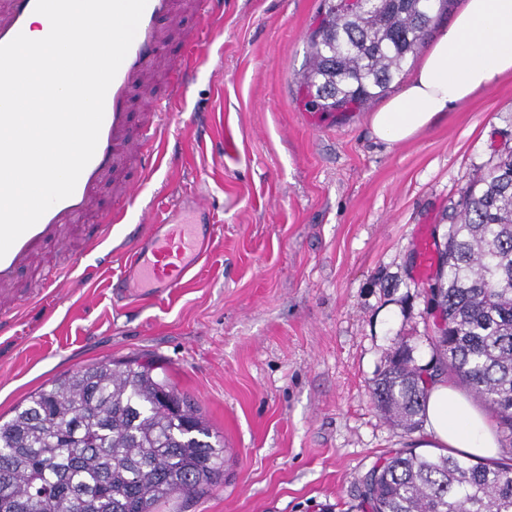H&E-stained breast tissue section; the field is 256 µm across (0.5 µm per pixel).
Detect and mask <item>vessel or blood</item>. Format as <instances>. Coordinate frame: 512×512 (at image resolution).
<instances>
[{
  "mask_svg": "<svg viewBox=\"0 0 512 512\" xmlns=\"http://www.w3.org/2000/svg\"><path fill=\"white\" fill-rule=\"evenodd\" d=\"M36 0H0V45L18 34L29 33L36 16ZM193 5L208 26L197 31L196 40H215L224 20V0H147L135 38L105 98L104 119L95 154L82 171L74 193L54 204L41 219L0 258V334L13 330L26 306L13 293L18 271L35 266L48 245L68 247L79 224L93 219L95 230L86 240L85 249L98 253L97 265L74 262L49 270L44 290L52 292L67 279L93 282L99 267L119 258L123 266L120 282L127 288L146 289L148 296L184 287L196 276L198 267L209 259L216 245V227L187 218L185 208L171 209L161 219L144 216L146 231L113 237L117 224L123 223L127 207L142 192V180L162 162L161 139L170 111L157 104L141 128L131 125L130 100L133 91L151 92L157 64L163 58L171 31L179 29L186 5ZM203 57L190 53L170 62L167 70L170 95L183 94L189 87L196 67ZM137 163L140 180L128 181L124 171ZM113 180L119 197L117 207L93 212L106 180Z\"/></svg>",
  "mask_w": 512,
  "mask_h": 512,
  "instance_id": "1",
  "label": "vessel or blood"
}]
</instances>
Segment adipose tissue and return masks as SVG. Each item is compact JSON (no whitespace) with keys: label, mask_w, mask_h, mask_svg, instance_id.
Instances as JSON below:
<instances>
[{"label":"adipose tissue","mask_w":512,"mask_h":512,"mask_svg":"<svg viewBox=\"0 0 512 512\" xmlns=\"http://www.w3.org/2000/svg\"><path fill=\"white\" fill-rule=\"evenodd\" d=\"M506 74H512V0H465L401 91L370 113V127L388 145L401 144ZM426 424L431 447L482 457L499 453L495 424L448 379L429 387Z\"/></svg>","instance_id":"adipose-tissue-1"}]
</instances>
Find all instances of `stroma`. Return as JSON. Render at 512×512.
Here are the masks:
<instances>
[{
	"label": "stroma",
	"mask_w": 512,
	"mask_h": 512,
	"mask_svg": "<svg viewBox=\"0 0 512 512\" xmlns=\"http://www.w3.org/2000/svg\"><path fill=\"white\" fill-rule=\"evenodd\" d=\"M322 0H224L223 34L183 97L142 198L154 217L206 198L217 243L197 278L144 299L116 292L120 263L71 281L0 335V414L91 365L158 363L223 444L224 476L157 512H357L361 479L414 441L372 386L399 341L432 358L431 249L463 191L512 153V75L388 147L367 112L306 106L302 75Z\"/></svg>",
	"instance_id": "35a3bbf8"
}]
</instances>
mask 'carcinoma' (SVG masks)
Wrapping results in <instances>:
<instances>
[{"instance_id": "obj_1", "label": "carcinoma", "mask_w": 512, "mask_h": 512, "mask_svg": "<svg viewBox=\"0 0 512 512\" xmlns=\"http://www.w3.org/2000/svg\"><path fill=\"white\" fill-rule=\"evenodd\" d=\"M451 0H324L310 39L308 105L352 112L383 95ZM429 291L444 321L429 363L402 343L374 381L384 417L422 427L430 383L451 376L496 415L509 458L402 448L364 476L361 512H512V154L463 193ZM154 362L67 373L0 416V512H155L220 483L224 449Z\"/></svg>"}]
</instances>
